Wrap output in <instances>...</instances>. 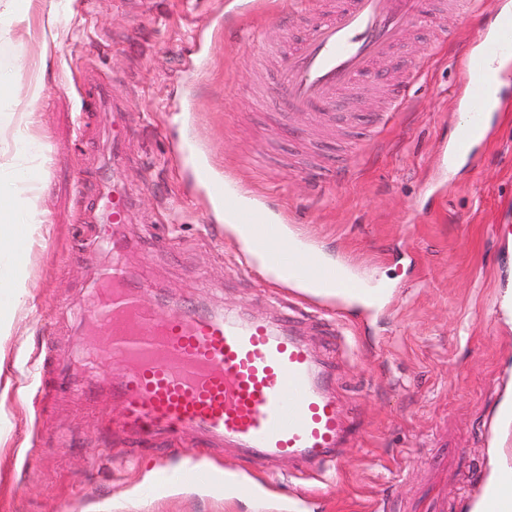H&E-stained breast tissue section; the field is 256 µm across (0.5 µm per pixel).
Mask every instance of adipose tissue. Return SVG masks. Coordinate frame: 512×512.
Returning <instances> with one entry per match:
<instances>
[{"label": "adipose tissue", "mask_w": 512, "mask_h": 512, "mask_svg": "<svg viewBox=\"0 0 512 512\" xmlns=\"http://www.w3.org/2000/svg\"><path fill=\"white\" fill-rule=\"evenodd\" d=\"M31 122V113H24L14 135L17 161L0 179V332L7 328L12 311L32 299L21 278V265L38 228L29 194L44 190L45 183L36 164L42 147L26 133Z\"/></svg>", "instance_id": "ef3b65f1"}]
</instances>
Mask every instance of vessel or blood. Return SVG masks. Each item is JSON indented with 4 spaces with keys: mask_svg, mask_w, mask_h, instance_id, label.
<instances>
[{
    "mask_svg": "<svg viewBox=\"0 0 512 512\" xmlns=\"http://www.w3.org/2000/svg\"><path fill=\"white\" fill-rule=\"evenodd\" d=\"M331 8L332 20L315 25L303 48L272 53L287 109L318 116L330 129L352 119L335 110L340 92L425 20L419 0H333ZM436 8L460 16L480 10L487 17L477 51L461 58L468 110L457 127V144L467 147L486 125V81L493 67L512 58V10L496 0H438ZM110 82L88 69L86 93L94 109L111 107ZM193 177L212 212L238 211L233 189L207 163L197 162ZM100 200L102 223H127L131 202L120 186L105 188ZM253 232L271 243L268 262L289 281L327 285L340 299L367 285L345 263H307L306 240L286 235L265 213H258ZM102 243L111 250L112 263L100 270L88 298L93 337L82 362L92 368L105 360L122 369V379L108 382L107 389L123 410V430L139 439L198 432L225 440L259 463L285 459L314 468L334 461L354 441L315 355L292 332L263 318L211 311L178 308L157 318L141 302L152 283L128 271L126 244L109 236ZM177 485L219 488L240 498L256 493L251 483L198 461L159 468L147 492L156 497ZM479 498L482 512H512L496 486L485 485Z\"/></svg>",
    "mask_w": 512,
    "mask_h": 512,
    "instance_id": "1",
    "label": "vessel or blood"
}]
</instances>
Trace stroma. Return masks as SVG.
<instances>
[{
    "label": "stroma",
    "mask_w": 512,
    "mask_h": 512,
    "mask_svg": "<svg viewBox=\"0 0 512 512\" xmlns=\"http://www.w3.org/2000/svg\"><path fill=\"white\" fill-rule=\"evenodd\" d=\"M324 2L294 12L291 0H30L19 19L13 0H0V44L15 47L21 84L40 87L29 133L43 144L46 183L23 270L34 300L0 334V512H264V503L265 512H471L499 461L490 424L512 390V316L495 310L512 289V111L494 114L491 135L461 166L444 167L464 118L461 55L484 19L432 11L375 62L374 79L342 93L352 126L281 122L250 88L278 99L262 57L271 46L291 51ZM440 28L449 39L437 46ZM417 60L424 67L410 75ZM90 64L111 73L125 109L119 175L132 214L118 226L88 220L112 150L111 113L80 110ZM402 80L405 104L368 139L366 125ZM187 97L194 111H177ZM354 142L364 150L353 158ZM204 154L314 250L385 281L388 300L340 302L342 339L320 335L312 301L270 285L205 206L190 176ZM101 233L127 241L130 268L153 284L143 302L158 316L199 304L270 320L301 310L299 333L332 374L354 447L307 471L284 460L259 468L193 433L131 443L107 394L92 403L71 388L98 387L111 372L102 363L87 373L74 359L87 342L80 308L112 260L86 247ZM31 359L57 379L46 412ZM198 458L263 483L260 497L196 487L141 496L158 466Z\"/></svg>",
    "instance_id": "stroma-1"
}]
</instances>
